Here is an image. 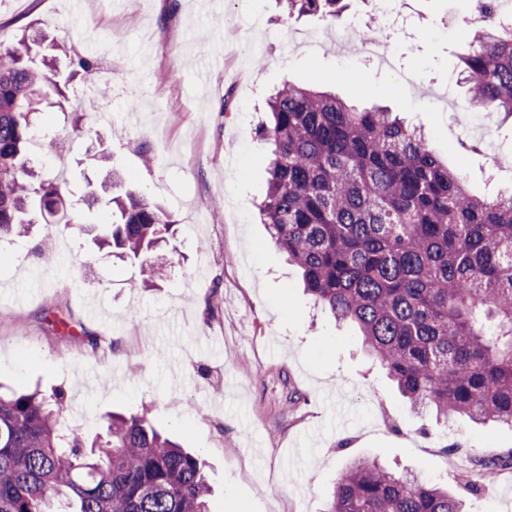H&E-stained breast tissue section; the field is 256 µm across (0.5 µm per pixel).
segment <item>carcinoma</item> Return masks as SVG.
<instances>
[{"instance_id":"obj_1","label":"carcinoma","mask_w":512,"mask_h":512,"mask_svg":"<svg viewBox=\"0 0 512 512\" xmlns=\"http://www.w3.org/2000/svg\"><path fill=\"white\" fill-rule=\"evenodd\" d=\"M288 14L344 17L345 0H285ZM467 106L512 117V28L475 21L461 57ZM78 72L95 98L111 86L99 63L70 50L60 68L37 37L0 51V243L56 211L55 231H83L81 210L58 208L64 184L28 170L35 110ZM260 206L305 290L335 319L356 324L399 392L449 420L512 427V189L479 197L387 107L360 110L336 95L288 84L267 99ZM112 222L98 243L138 264L174 221L112 181ZM64 394L0 392V512H211L198 455L158 431L148 412L109 417L106 437L64 432ZM512 470V452L477 460ZM326 512H466L438 484L354 459L336 477Z\"/></svg>"}]
</instances>
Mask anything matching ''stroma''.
Masks as SVG:
<instances>
[{
	"mask_svg": "<svg viewBox=\"0 0 512 512\" xmlns=\"http://www.w3.org/2000/svg\"><path fill=\"white\" fill-rule=\"evenodd\" d=\"M473 7L405 0L392 64L377 67L357 64L320 18L288 17L280 0H0V49L38 28L45 55L64 43L112 57L100 105L111 126L76 134L62 117L75 104L41 106L36 121L50 136L40 165L65 159L76 199H108L120 175L179 226L152 254L164 269L155 288L82 234L49 237L37 225L0 245V383L62 391L71 424L90 435L110 413L149 409L202 459L212 512H325L352 457L454 491L477 457L511 452L510 427L411 408L358 329L304 293L259 216L267 150L257 128L288 81L401 113L484 194L487 144L462 148L457 115ZM109 128L111 170L88 167L86 148ZM139 141L151 154L135 150ZM85 333L98 337L96 353Z\"/></svg>",
	"mask_w": 512,
	"mask_h": 512,
	"instance_id": "35a3bbf8",
	"label": "stroma"
}]
</instances>
